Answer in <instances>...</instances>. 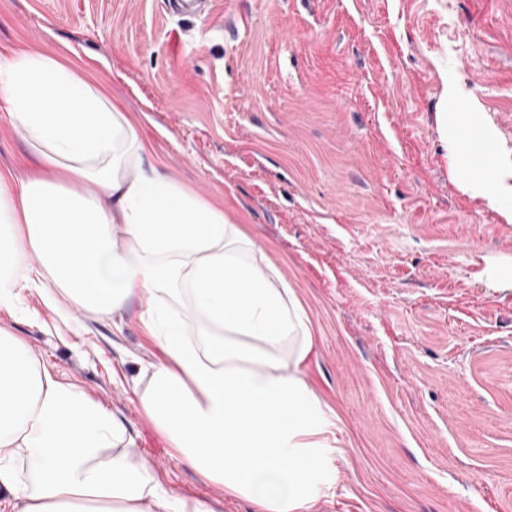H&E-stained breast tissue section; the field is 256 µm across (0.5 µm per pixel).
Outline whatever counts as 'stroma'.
I'll return each instance as SVG.
<instances>
[{"mask_svg":"<svg viewBox=\"0 0 512 512\" xmlns=\"http://www.w3.org/2000/svg\"><path fill=\"white\" fill-rule=\"evenodd\" d=\"M19 48L105 83L145 165L223 202L306 309L304 377L340 424L305 512H512V223L461 190L437 121L458 84L512 161V0H0V58ZM30 164L0 102V168ZM140 312L27 287L0 328L113 412L171 495L252 512L143 413L160 350Z\"/></svg>","mask_w":512,"mask_h":512,"instance_id":"35a3bbf8","label":"stroma"}]
</instances>
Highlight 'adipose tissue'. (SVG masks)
Here are the masks:
<instances>
[{
  "instance_id": "adipose-tissue-1",
  "label": "adipose tissue",
  "mask_w": 512,
  "mask_h": 512,
  "mask_svg": "<svg viewBox=\"0 0 512 512\" xmlns=\"http://www.w3.org/2000/svg\"><path fill=\"white\" fill-rule=\"evenodd\" d=\"M0 100L33 157L25 178L0 169V307L14 306L22 268L53 306L108 315L140 301L162 351L140 406L169 448L254 512H302L320 494L338 423L304 379L312 325L287 281L254 258L223 207L144 167L140 125L105 84L23 49L0 62ZM437 119L454 133L466 191L512 223V162L490 131L474 112ZM183 289L214 339L203 356L171 308ZM238 337L260 351L240 349ZM125 435L114 414L0 329V494L15 512H213L168 494Z\"/></svg>"
}]
</instances>
